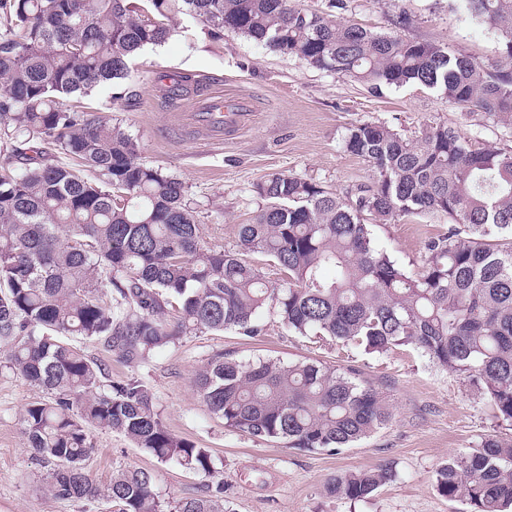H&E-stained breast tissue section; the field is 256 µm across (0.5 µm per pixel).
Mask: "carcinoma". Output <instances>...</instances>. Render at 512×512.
<instances>
[{
  "label": "carcinoma",
  "instance_id": "carcinoma-1",
  "mask_svg": "<svg viewBox=\"0 0 512 512\" xmlns=\"http://www.w3.org/2000/svg\"><path fill=\"white\" fill-rule=\"evenodd\" d=\"M459 2L498 34V64L294 0H0V131L15 158L0 167V343L9 345L7 367L50 395L27 407L22 424L29 447L52 464L53 497L164 512L144 469H119L102 487L92 480L84 461L94 429L121 433L161 462L218 473L209 449L168 430L146 382L112 380L70 336L131 363L186 336L251 338L271 309L298 335L378 355L410 347L475 384L512 425V149L475 148L443 123L411 137L385 122L353 125L345 147L370 163L372 182L342 198L313 179L274 174L255 185L263 205L239 226V250L226 253L201 246L184 181L141 162L121 126L65 105L103 82L119 84L134 55L191 16L216 37H246L374 93L422 86L512 129V0ZM44 144L94 176L48 162ZM435 214L448 228L426 244L418 274L372 237L373 224ZM254 255L282 282L270 284ZM194 385L224 428L301 450L336 453L393 417L355 373L316 360L217 354ZM393 476L384 462L331 478L326 492L359 501ZM436 488L469 512H512V439L488 436L450 457ZM174 512L233 510L219 480Z\"/></svg>",
  "mask_w": 512,
  "mask_h": 512
}]
</instances>
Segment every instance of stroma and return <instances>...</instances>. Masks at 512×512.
Here are the masks:
<instances>
[{
  "instance_id": "stroma-1",
  "label": "stroma",
  "mask_w": 512,
  "mask_h": 512,
  "mask_svg": "<svg viewBox=\"0 0 512 512\" xmlns=\"http://www.w3.org/2000/svg\"><path fill=\"white\" fill-rule=\"evenodd\" d=\"M403 10L413 19L410 26L397 23ZM336 16L380 34L448 43L485 64L500 54L496 33L478 25L456 0H344ZM169 74L186 77L182 95L170 97ZM211 92L249 100V121L220 134L193 128L192 105ZM79 104L121 124L137 137L142 161L188 185L201 243L217 251H237L239 226L250 223L262 205L254 187L271 175L313 179L340 195L370 183V164L343 144L352 125L385 122L409 134L444 123L475 146L512 148V131L486 121L481 111L464 113L434 91L412 85L375 94L253 40L231 33L210 37L189 17L177 20L165 44L133 58L120 86L103 84ZM447 227L444 218L407 216L373 225L372 234L379 247L417 273L427 241ZM259 323L262 332L253 338L232 332L188 336L134 364L117 361L82 337L71 342L104 363L113 379L148 383L167 428L215 457L233 512H465L464 502L437 492V469L486 436L512 437V426L495 418L475 387L414 351L378 356L326 337L295 335L269 311ZM219 353L240 360L310 358L357 371L382 393L394 416L369 438L336 453L299 451L227 430L194 386L196 372ZM45 398L41 388L0 366V512H114L101 499L46 494L48 467L29 447L22 425L27 406ZM92 443L85 468L95 483H107L121 468L147 470L165 512L183 499L205 496L212 483L211 477L158 461L121 434L96 430ZM384 461L392 462L395 476L373 496L351 501L325 494L331 476Z\"/></svg>"
}]
</instances>
